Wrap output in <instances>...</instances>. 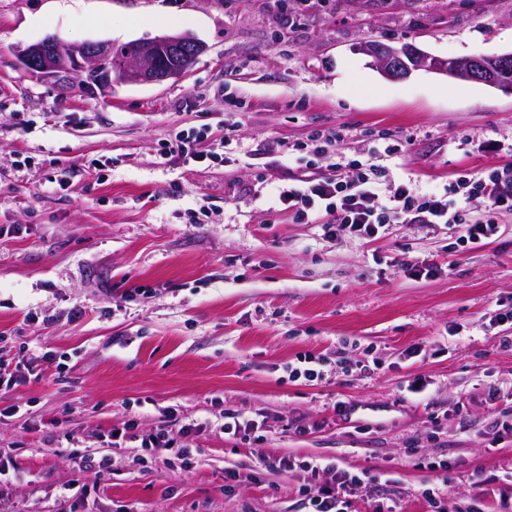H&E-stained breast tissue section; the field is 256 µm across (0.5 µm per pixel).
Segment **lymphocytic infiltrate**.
Returning a JSON list of instances; mask_svg holds the SVG:
<instances>
[{
    "label": "lymphocytic infiltrate",
    "instance_id": "lymphocytic-infiltrate-1",
    "mask_svg": "<svg viewBox=\"0 0 512 512\" xmlns=\"http://www.w3.org/2000/svg\"><path fill=\"white\" fill-rule=\"evenodd\" d=\"M343 131L313 134L299 152L322 157L329 169L321 178L296 179L278 186L276 200L297 222L319 225L329 240L369 242L391 224H445L460 240L478 243L497 232L495 217L512 214V163L486 175L466 180L464 187L444 185L419 188L412 180L386 182L385 167L336 153ZM197 426L168 417L155 430L141 433L136 421L112 429L111 437L138 442L142 451L172 449L175 459L186 460L188 450L173 437L191 436ZM366 493V512H393L378 497V478L370 472L333 471L327 480L300 488L309 512H348L356 490Z\"/></svg>",
    "mask_w": 512,
    "mask_h": 512
}]
</instances>
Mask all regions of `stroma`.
<instances>
[{
    "instance_id": "obj_1",
    "label": "stroma",
    "mask_w": 512,
    "mask_h": 512,
    "mask_svg": "<svg viewBox=\"0 0 512 512\" xmlns=\"http://www.w3.org/2000/svg\"><path fill=\"white\" fill-rule=\"evenodd\" d=\"M183 33L206 46L185 76L106 95L17 60L49 36ZM368 41L510 51L512 0H0V357L17 372L0 390V512H305L309 475L285 459L370 470L395 512H422L429 488L463 508L512 486V322L495 319L512 308V215L481 246L423 224L365 245L255 190L260 173L325 175L280 144L337 129L354 159L397 145L381 165L424 188L512 163V95L385 78ZM203 126L231 137L224 162L162 155ZM447 248L451 270L399 264ZM307 354L332 361L314 385L288 377ZM228 410L257 431L224 435ZM169 415L199 425L188 468L107 436ZM69 448L91 452L85 471Z\"/></svg>"
}]
</instances>
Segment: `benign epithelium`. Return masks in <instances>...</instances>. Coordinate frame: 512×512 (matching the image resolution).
I'll use <instances>...</instances> for the list:
<instances>
[{"label": "benign epithelium", "instance_id": "7a95c632", "mask_svg": "<svg viewBox=\"0 0 512 512\" xmlns=\"http://www.w3.org/2000/svg\"><path fill=\"white\" fill-rule=\"evenodd\" d=\"M205 51L204 44L183 34L145 39L134 58L121 57L110 41L68 43L54 37L19 50L17 58L24 68L42 78L77 75L85 88L109 94L115 82L159 84L182 77ZM360 51L372 57L376 68L389 79L404 80L413 71L427 68L512 93V82L503 79L512 72V51L472 56L452 67L413 46L396 48L370 42L360 46Z\"/></svg>", "mask_w": 512, "mask_h": 512}]
</instances>
